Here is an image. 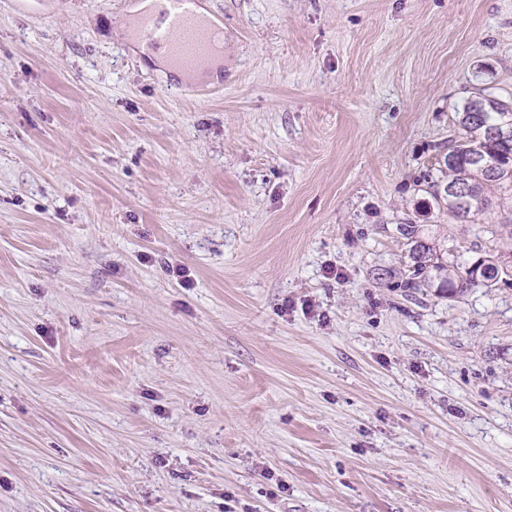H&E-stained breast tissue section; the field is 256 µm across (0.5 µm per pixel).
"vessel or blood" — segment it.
<instances>
[{
    "mask_svg": "<svg viewBox=\"0 0 512 512\" xmlns=\"http://www.w3.org/2000/svg\"><path fill=\"white\" fill-rule=\"evenodd\" d=\"M134 29L149 36V49L164 51L184 70L195 69L217 47V33L201 13L200 0H154L136 15Z\"/></svg>",
    "mask_w": 512,
    "mask_h": 512,
    "instance_id": "obj_1",
    "label": "vessel or blood"
}]
</instances>
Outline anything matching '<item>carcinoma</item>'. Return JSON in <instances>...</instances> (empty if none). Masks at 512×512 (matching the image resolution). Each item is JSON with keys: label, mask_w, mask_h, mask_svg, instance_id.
Masks as SVG:
<instances>
[{"label": "carcinoma", "mask_w": 512, "mask_h": 512, "mask_svg": "<svg viewBox=\"0 0 512 512\" xmlns=\"http://www.w3.org/2000/svg\"><path fill=\"white\" fill-rule=\"evenodd\" d=\"M456 121L462 136L450 141L448 152L437 161L442 179L432 184V196L452 218L467 224L491 207L492 191H512V135H491L494 130H512V100L476 92L458 109ZM456 187L467 190L465 201L449 193ZM399 231L408 242L411 260L405 288L429 287L436 281L440 291L458 298L512 276V264L503 253H487L468 264L445 262L435 246L420 238L417 225L401 224Z\"/></svg>", "instance_id": "cac0c4a2"}]
</instances>
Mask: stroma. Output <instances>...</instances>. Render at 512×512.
<instances>
[{
	"mask_svg": "<svg viewBox=\"0 0 512 512\" xmlns=\"http://www.w3.org/2000/svg\"><path fill=\"white\" fill-rule=\"evenodd\" d=\"M141 2L0 0V512H512V283L398 231L506 248L427 176L512 0H207L193 97ZM398 230L409 246V273L400 284L404 288H424L439 280L437 288L448 293V298L467 293L471 288H491L500 280L512 276V264L503 253H486L471 263L444 262L434 245L419 236V227L412 222L399 224Z\"/></svg>",
	"mask_w": 512,
	"mask_h": 512,
	"instance_id": "35a3bbf8",
	"label": "stroma"
}]
</instances>
